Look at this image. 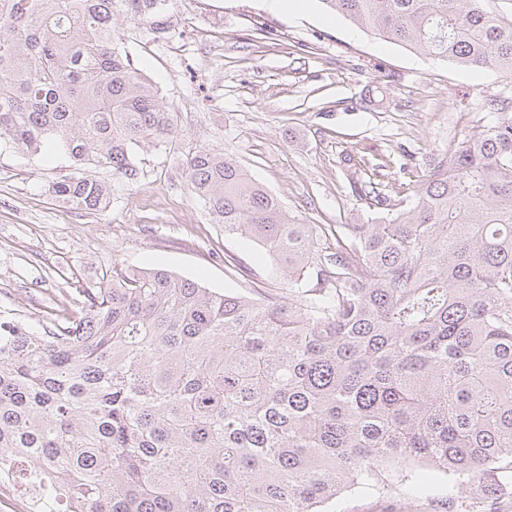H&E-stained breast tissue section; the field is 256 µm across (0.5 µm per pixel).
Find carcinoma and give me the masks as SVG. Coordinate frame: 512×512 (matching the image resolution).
Returning <instances> with one entry per match:
<instances>
[{
	"instance_id": "cac0c4a2",
	"label": "carcinoma",
	"mask_w": 512,
	"mask_h": 512,
	"mask_svg": "<svg viewBox=\"0 0 512 512\" xmlns=\"http://www.w3.org/2000/svg\"><path fill=\"white\" fill-rule=\"evenodd\" d=\"M168 0H0V144H50L52 186L102 212L137 153L182 135L178 114L112 38L119 15L162 34ZM379 38L512 75V20L481 0H320ZM403 186L370 182L378 224H300L230 155L184 160L227 236L288 271L257 298L119 263L36 329L0 322V479L27 474L41 512H325L387 496L418 464L465 477L512 512V114Z\"/></svg>"
}]
</instances>
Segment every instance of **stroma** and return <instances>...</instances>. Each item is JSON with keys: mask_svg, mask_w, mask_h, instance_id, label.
<instances>
[{"mask_svg": "<svg viewBox=\"0 0 512 512\" xmlns=\"http://www.w3.org/2000/svg\"><path fill=\"white\" fill-rule=\"evenodd\" d=\"M173 33L113 26L131 63L178 114L182 140L137 156L131 181L103 212L71 209L50 186L72 173L53 150L0 146V321L38 325L113 263L160 268L221 292L283 287L281 266L254 242L225 235L191 195L184 155L226 151L304 224H374L364 182L416 183L429 164L492 119L490 96L512 101V75L431 59L377 38L321 0L296 15L267 0H170ZM422 491L396 481L390 497L346 494L326 512H437V498L473 497L467 479L424 470Z\"/></svg>", "mask_w": 512, "mask_h": 512, "instance_id": "35a3bbf8", "label": "stroma"}]
</instances>
